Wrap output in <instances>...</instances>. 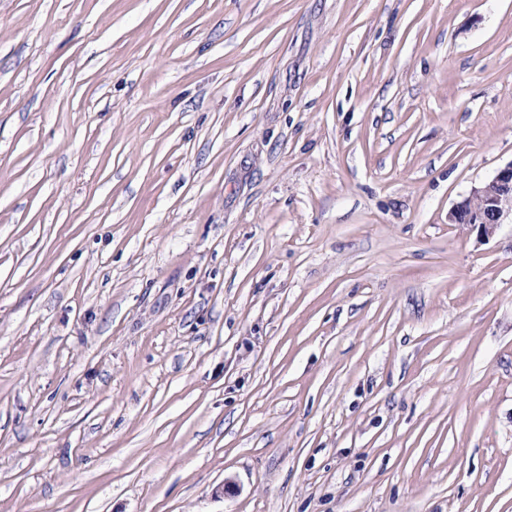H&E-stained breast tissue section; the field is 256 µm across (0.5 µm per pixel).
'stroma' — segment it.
Instances as JSON below:
<instances>
[{"mask_svg": "<svg viewBox=\"0 0 512 512\" xmlns=\"http://www.w3.org/2000/svg\"><path fill=\"white\" fill-rule=\"evenodd\" d=\"M512 0H0V512H512ZM512 222V163L502 169L489 182L474 188L471 194L449 213L452 224L477 226L480 236L492 234L504 220Z\"/></svg>", "mask_w": 512, "mask_h": 512, "instance_id": "35a3bbf8", "label": "stroma"}]
</instances>
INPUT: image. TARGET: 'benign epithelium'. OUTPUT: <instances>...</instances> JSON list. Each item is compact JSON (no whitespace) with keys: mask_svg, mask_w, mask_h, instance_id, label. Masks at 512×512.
Instances as JSON below:
<instances>
[{"mask_svg":"<svg viewBox=\"0 0 512 512\" xmlns=\"http://www.w3.org/2000/svg\"><path fill=\"white\" fill-rule=\"evenodd\" d=\"M512 218V164L500 169L489 182L472 190L449 213L452 224L478 227L480 235L492 234Z\"/></svg>","mask_w":512,"mask_h":512,"instance_id":"obj_1","label":"benign epithelium"}]
</instances>
